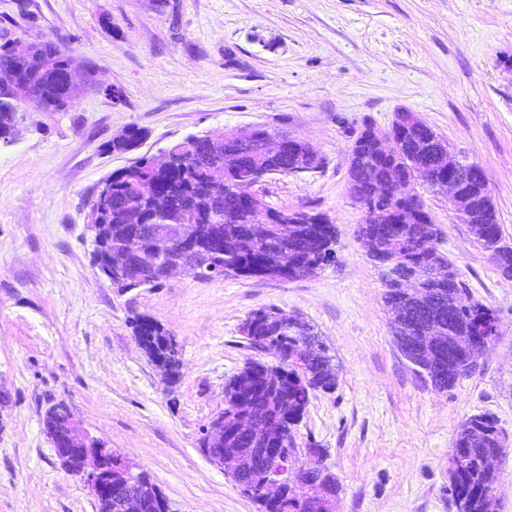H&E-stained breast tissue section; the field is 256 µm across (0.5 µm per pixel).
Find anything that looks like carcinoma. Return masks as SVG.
<instances>
[{
    "mask_svg": "<svg viewBox=\"0 0 512 512\" xmlns=\"http://www.w3.org/2000/svg\"><path fill=\"white\" fill-rule=\"evenodd\" d=\"M65 73L46 76L36 80L27 94L7 106H0V140L13 137L15 114L18 106L37 104L45 109L58 110L64 97ZM448 150L446 142L426 123L421 122L408 132L400 146L387 162H372L371 148L361 145L357 149L358 163L348 167L347 184L366 185L388 182L389 172L400 167L403 172L417 180L429 193L440 197L447 192L445 176L436 166L439 153ZM210 151L208 145L199 142L192 149L172 157V161L158 165L151 156L140 158L136 167H125L112 173V209L100 214V223L106 225L101 234V246L112 248L116 242L130 234L126 224V211L135 199L137 187L145 181H155L174 200L191 206L196 229L208 234L211 224L222 222L224 239L233 242L236 251L224 254V264L233 266L246 276H253L251 267L263 265L265 276H276V263L280 252L287 250L294 256L288 270V279H302L331 264L336 259L337 230L327 218L322 223L310 224H256L252 213L258 206L268 207L266 201L256 195L253 167L250 156L238 152L233 144L224 145V166L215 171L204 164ZM324 166L320 151L309 145H300L298 153L289 148L285 153L267 163L270 174L288 175L316 172ZM470 181L466 191L473 196L476 213L485 218L483 222L467 223L473 239L491 257L498 269H503L505 251L512 246L502 242V227L498 212L488 190L481 166L471 162ZM365 216L360 228L365 236L380 231V251L371 256L375 264L392 263L401 276H423L422 287L432 290L435 303L422 306L418 301L406 297L399 279L383 282L385 303L402 310V321L391 325V334L398 349L420 356L430 350L435 362L426 370L416 372L431 386L444 391L476 370L474 337L483 325L499 323L496 310L479 301L470 299L468 289L453 265L444 262V269L436 275L428 272L425 252L434 247L440 229L435 224L424 200L416 197L400 199L389 192L380 194L375 200L363 205ZM389 214L397 219L395 224L376 223L377 215ZM127 274L122 277L112 273V285L120 292L137 288H154L161 284L158 266L145 254L127 260ZM457 297L469 300V308L458 310L453 305ZM275 307L260 309L248 317L242 332L249 346L260 351L259 338L281 336L280 349L273 352L278 364L270 366L259 361H248L251 372L233 385L226 384L231 399L224 404V417L250 413L260 421L275 420L283 410V401L278 388L264 381L261 372L270 370L283 373L288 378V418L297 422L303 416L310 396L317 390H330L336 385L337 374L329 365L326 346H311L307 338L290 330L277 331ZM134 335L144 353L155 366L163 369L172 381L179 376L180 359L172 354L168 345L169 333L153 318L136 315L131 321ZM439 327L441 335L429 338V329ZM304 352L303 359L293 361L290 352ZM506 448V435L498 419L489 412L468 417L453 439L448 460V475L453 504L463 499L470 503L468 512H489L488 504L499 482V477L489 474L480 465L488 453ZM319 483L325 491L336 493L337 479L323 477L321 473L302 471L296 484L287 486L281 503L263 512H319L306 497L305 486Z\"/></svg>",
    "mask_w": 512,
    "mask_h": 512,
    "instance_id": "cac0c4a2",
    "label": "carcinoma"
}]
</instances>
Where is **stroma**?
Here are the masks:
<instances>
[{
    "instance_id": "stroma-1",
    "label": "stroma",
    "mask_w": 512,
    "mask_h": 512,
    "mask_svg": "<svg viewBox=\"0 0 512 512\" xmlns=\"http://www.w3.org/2000/svg\"><path fill=\"white\" fill-rule=\"evenodd\" d=\"M23 33L58 43L84 79L65 110L21 105L14 137L0 140V512H96L43 431L58 402L147 471L171 512H261L201 440L225 382L267 361L242 327L270 306L314 326L338 369L293 428L292 470L319 449L340 485L334 512H454L448 454L481 412L507 436L498 512H512V278L446 200L424 193L438 254L497 310L501 331L472 375L435 390L393 342L364 210L347 189L349 128L383 132L410 109L482 167L512 245V0H0V39ZM256 126L323 155V170L271 175L257 190L336 224V263L295 280L186 272L113 288L88 230L102 181L188 136ZM130 127L146 134L138 149L110 150ZM136 313L176 339L177 383L143 353Z\"/></svg>"
}]
</instances>
